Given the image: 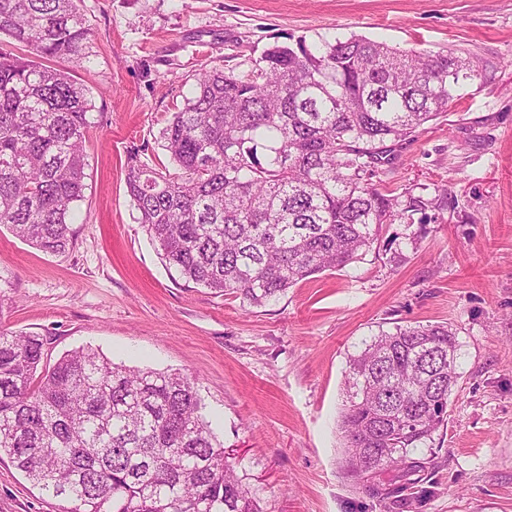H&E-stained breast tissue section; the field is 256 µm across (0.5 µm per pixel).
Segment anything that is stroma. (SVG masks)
<instances>
[{
    "mask_svg": "<svg viewBox=\"0 0 512 512\" xmlns=\"http://www.w3.org/2000/svg\"><path fill=\"white\" fill-rule=\"evenodd\" d=\"M81 63L51 59L94 104L85 197L63 254L0 226V330L196 376L204 414L263 512H512V0H78ZM359 35L480 64L445 116L375 177L430 205L380 248L249 308L173 278L126 191L131 152L167 162L159 132L200 69L241 72L276 42ZM427 231L414 235V225ZM448 324L460 344L437 468L348 476L346 360L394 325ZM0 512H59L8 457Z\"/></svg>",
    "mask_w": 512,
    "mask_h": 512,
    "instance_id": "35a3bbf8",
    "label": "stroma"
}]
</instances>
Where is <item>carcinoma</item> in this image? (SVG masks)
<instances>
[{
	"mask_svg": "<svg viewBox=\"0 0 512 512\" xmlns=\"http://www.w3.org/2000/svg\"><path fill=\"white\" fill-rule=\"evenodd\" d=\"M0 225L63 254L86 189L94 104L64 71L86 58L76 0H0ZM478 63L351 35L274 43L246 72L202 69L160 131L172 167L131 153L137 223L186 283L261 307L413 223L372 182L393 146L448 112ZM44 339L0 331V453L60 512H262L203 416L196 378L115 363L92 349L43 364ZM459 343L448 324L396 325L348 356L341 431L362 480L447 425Z\"/></svg>",
	"mask_w": 512,
	"mask_h": 512,
	"instance_id": "obj_1",
	"label": "carcinoma"
}]
</instances>
